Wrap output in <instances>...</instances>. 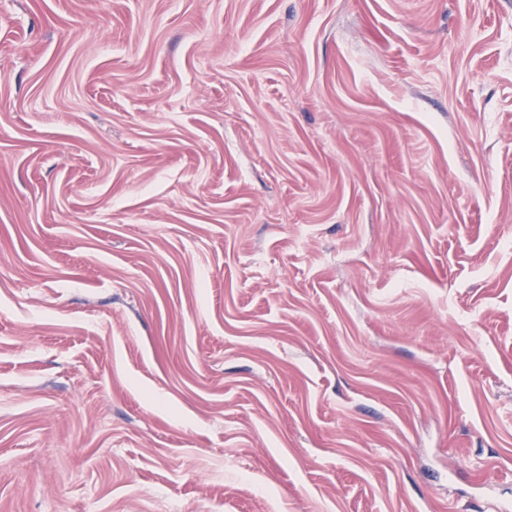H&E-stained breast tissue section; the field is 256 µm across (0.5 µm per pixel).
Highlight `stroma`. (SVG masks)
Listing matches in <instances>:
<instances>
[{"instance_id": "obj_1", "label": "stroma", "mask_w": 512, "mask_h": 512, "mask_svg": "<svg viewBox=\"0 0 512 512\" xmlns=\"http://www.w3.org/2000/svg\"><path fill=\"white\" fill-rule=\"evenodd\" d=\"M512 500V0H0V512Z\"/></svg>"}]
</instances>
